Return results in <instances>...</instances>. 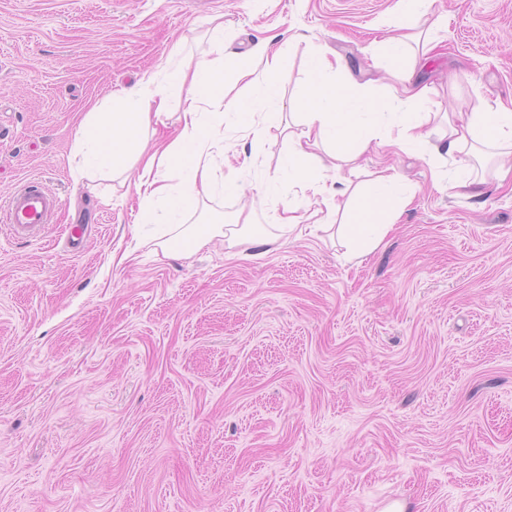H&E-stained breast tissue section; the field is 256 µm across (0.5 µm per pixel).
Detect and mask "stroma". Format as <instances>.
Listing matches in <instances>:
<instances>
[{"label":"stroma","mask_w":512,"mask_h":512,"mask_svg":"<svg viewBox=\"0 0 512 512\" xmlns=\"http://www.w3.org/2000/svg\"><path fill=\"white\" fill-rule=\"evenodd\" d=\"M396 2L0 0V202L28 179L60 202L39 237L0 233V512H512V185L477 165L480 197L455 196L460 163L432 152L449 102L512 107V0H434L424 144L372 142L339 173L392 165L415 191L362 261L313 226L257 259L219 238L163 255L146 239L164 225L73 150L110 94L271 39L274 146L225 120L214 179L241 192L183 217L269 228L304 200L282 157L309 55L385 94L369 46ZM274 175L278 196L256 188Z\"/></svg>","instance_id":"obj_1"}]
</instances>
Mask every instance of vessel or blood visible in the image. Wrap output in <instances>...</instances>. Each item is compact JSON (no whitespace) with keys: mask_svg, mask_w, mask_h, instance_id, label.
<instances>
[{"mask_svg":"<svg viewBox=\"0 0 512 512\" xmlns=\"http://www.w3.org/2000/svg\"><path fill=\"white\" fill-rule=\"evenodd\" d=\"M59 202L33 184H25L0 206V222L6 224L10 234H39L49 221Z\"/></svg>","mask_w":512,"mask_h":512,"instance_id":"1","label":"vessel or blood"}]
</instances>
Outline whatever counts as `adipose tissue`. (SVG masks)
Masks as SVG:
<instances>
[{
  "label": "adipose tissue",
  "mask_w": 512,
  "mask_h": 512,
  "mask_svg": "<svg viewBox=\"0 0 512 512\" xmlns=\"http://www.w3.org/2000/svg\"><path fill=\"white\" fill-rule=\"evenodd\" d=\"M431 0H398L392 33L380 52L388 61V95L379 96L356 83L338 82L341 59L313 53L307 64L308 90L296 101L295 122L300 131L288 134V151L283 167L289 179L308 191L324 227L341 226L342 237L351 245L352 258L373 251L393 229L400 214L413 202L402 175L391 167L357 185H329L319 172L318 151H325L339 165L356 166L374 140L402 148L420 144L423 113L417 105L426 96L425 88L413 83L410 68L418 55L433 46L422 36V25ZM287 65L282 50L262 42L245 60L231 70L218 62L183 64L177 70V84L185 88L184 107L179 115V131L165 137L170 118L172 93L154 78L140 81L124 91L112 109L89 113L75 137V151L87 170L120 175L127 164L138 167L132 184L142 223L168 224L173 237H157L155 246L163 254L188 253L205 247L213 238H222L226 248L242 244L261 249L272 245L273 236L256 230L251 215L239 214L234 224H208L188 228L177 224V213L214 189L212 149L224 136V119L233 117L238 125L262 141L266 128L257 120L262 104L279 103L282 93L278 76ZM235 95H227V88ZM401 110L402 117L380 128L377 114ZM445 156L470 153L478 147L491 149L498 161L497 171L512 172V109L486 112H448ZM359 198L356 211L341 212L338 200Z\"/></svg>",
  "instance_id": "adipose-tissue-1"
}]
</instances>
